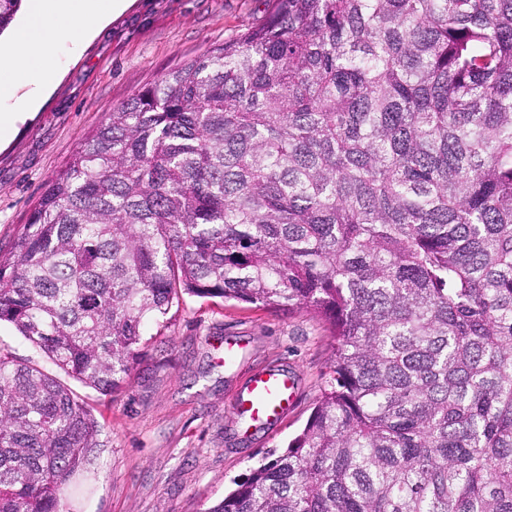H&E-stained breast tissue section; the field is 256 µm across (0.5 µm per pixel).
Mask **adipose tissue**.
<instances>
[{
    "label": "adipose tissue",
    "instance_id": "1",
    "mask_svg": "<svg viewBox=\"0 0 512 512\" xmlns=\"http://www.w3.org/2000/svg\"><path fill=\"white\" fill-rule=\"evenodd\" d=\"M128 0H31L27 23L14 41L0 49V104L9 101L18 87L49 84L56 76L53 41L44 37L48 19L68 22L63 34L78 42L90 35L108 15L122 12Z\"/></svg>",
    "mask_w": 512,
    "mask_h": 512
}]
</instances>
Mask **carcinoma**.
I'll list each match as a JSON object with an SVG mask.
<instances>
[{"label":"carcinoma","instance_id":"carcinoma-1","mask_svg":"<svg viewBox=\"0 0 512 512\" xmlns=\"http://www.w3.org/2000/svg\"><path fill=\"white\" fill-rule=\"evenodd\" d=\"M262 4L78 145L0 323L107 396L186 295L311 309L314 411L206 512H512V0ZM97 433L0 351V512H58Z\"/></svg>","mask_w":512,"mask_h":512}]
</instances>
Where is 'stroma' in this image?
<instances>
[{
    "label": "stroma",
    "mask_w": 512,
    "mask_h": 512,
    "mask_svg": "<svg viewBox=\"0 0 512 512\" xmlns=\"http://www.w3.org/2000/svg\"><path fill=\"white\" fill-rule=\"evenodd\" d=\"M261 8L260 0H132L81 49L56 37V80L0 141V246L114 108L250 26ZM228 340L245 347L232 367L224 364ZM334 345L329 324L312 310L185 297L113 395L70 381L98 435L91 463L61 491L60 512H205L303 428ZM271 363L298 372L296 404L278 427L244 432L233 394L247 372Z\"/></svg>",
    "instance_id": "1"
}]
</instances>
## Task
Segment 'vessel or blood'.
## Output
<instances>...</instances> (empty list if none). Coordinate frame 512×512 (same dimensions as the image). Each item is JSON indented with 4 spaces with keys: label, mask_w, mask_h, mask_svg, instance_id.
Returning a JSON list of instances; mask_svg holds the SVG:
<instances>
[{
    "label": "vessel or blood",
    "mask_w": 512,
    "mask_h": 512,
    "mask_svg": "<svg viewBox=\"0 0 512 512\" xmlns=\"http://www.w3.org/2000/svg\"><path fill=\"white\" fill-rule=\"evenodd\" d=\"M298 387L296 372L278 366L255 369L238 390L234 411L251 427H272L293 408Z\"/></svg>",
    "instance_id": "b4317fda"
}]
</instances>
